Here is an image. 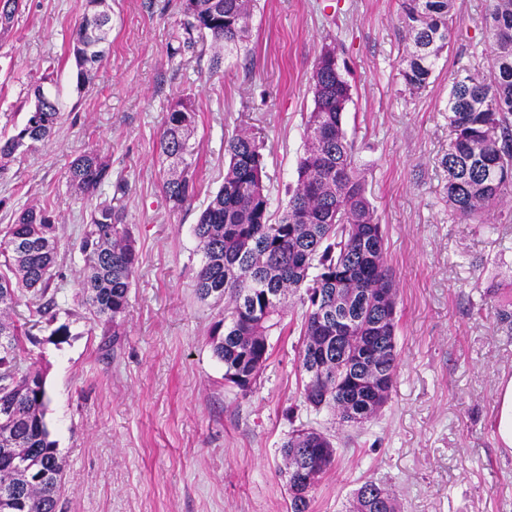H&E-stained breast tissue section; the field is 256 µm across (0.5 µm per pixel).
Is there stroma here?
<instances>
[{
	"mask_svg": "<svg viewBox=\"0 0 512 512\" xmlns=\"http://www.w3.org/2000/svg\"><path fill=\"white\" fill-rule=\"evenodd\" d=\"M107 56L77 83L70 37L86 0H23L0 39V131L22 125L30 87L53 65L62 120L0 180V228L50 202L58 219L54 322L25 343L46 383V422L64 462L62 512H290L280 445L299 427L337 434L336 463L310 512H343L366 479L385 481L402 512H512V454L495 434L501 377L512 376V197L486 224L448 205V77L486 71L484 0H456L449 49L428 88L400 78L407 43L398 0H255L240 50L212 66L208 43L173 55L181 0H108ZM336 43L353 100L345 114L385 233L397 289L400 366L388 402L364 429L316 412L301 396L298 334L272 335L250 392L224 383L211 332L223 307L201 301L193 227L224 181V142L264 139L273 214L288 201L310 76ZM197 108V196L173 208L157 144L182 95ZM99 149L110 178L99 197L124 208L139 263L124 334L81 305L84 262L71 243L94 200L66 182L72 159Z\"/></svg>",
	"mask_w": 512,
	"mask_h": 512,
	"instance_id": "35a3bbf8",
	"label": "stroma"
}]
</instances>
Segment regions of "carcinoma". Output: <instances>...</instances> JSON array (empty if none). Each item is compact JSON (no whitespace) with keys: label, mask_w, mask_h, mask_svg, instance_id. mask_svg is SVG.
Segmentation results:
<instances>
[{"label":"carcinoma","mask_w":512,"mask_h":512,"mask_svg":"<svg viewBox=\"0 0 512 512\" xmlns=\"http://www.w3.org/2000/svg\"><path fill=\"white\" fill-rule=\"evenodd\" d=\"M106 0H87L72 32L77 83L85 84L102 62L111 31ZM22 0H0V38L8 34ZM400 20L411 44L400 70L407 90L430 84L437 59L449 47L455 0H399ZM252 0H183L184 19L172 55L193 52L205 36L222 52L243 42ZM490 40L488 70L452 74L448 93V205L463 222L483 223L503 198L512 196V0H486L483 16ZM50 71L33 89L24 124L0 135V177L54 134L61 121L58 96L46 90ZM310 81L313 108L306 119V145L298 159L294 187L275 219L264 183L262 144L242 132L225 141L224 182L210 196L193 231L203 252L196 274L199 299L224 302V334L212 341L224 363V380L248 392L270 358L269 336L284 331L288 299L303 309L298 356L302 397L316 410L328 409L342 423L362 426L351 414L374 419L377 391L359 383L364 374L387 377L391 393L398 369L395 279L385 260V238L368 198L354 141L344 130L352 85L338 65L336 48L325 47ZM197 113L190 98L167 113L159 154L168 164L161 189L175 207L196 196L192 169ZM100 153L84 150L66 180L93 196L109 180ZM57 218L47 206L21 209L0 230V512H59L64 472L45 422L47 394L42 377L20 368L25 325L4 320L21 300L29 311L48 314L57 263ZM72 249L88 274L82 303L93 318L112 323V335L128 307L138 256L125 212L100 202ZM280 453L291 512H310L313 492L336 462L331 435L315 428L292 430ZM345 512H401L385 484L369 479L355 490Z\"/></svg>","instance_id":"cac0c4a2"}]
</instances>
